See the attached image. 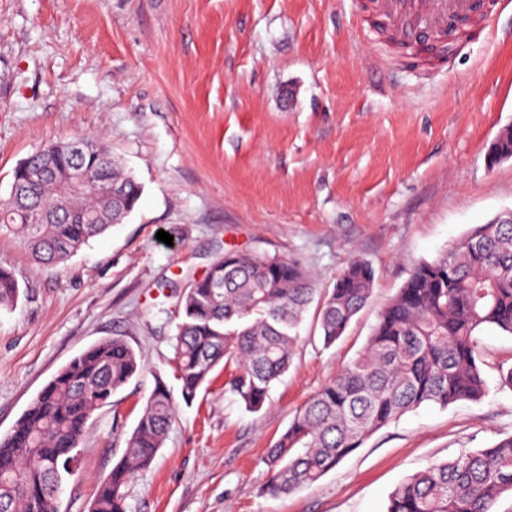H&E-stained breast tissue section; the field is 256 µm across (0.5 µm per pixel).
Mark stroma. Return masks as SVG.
I'll use <instances>...</instances> for the list:
<instances>
[{"mask_svg":"<svg viewBox=\"0 0 512 512\" xmlns=\"http://www.w3.org/2000/svg\"><path fill=\"white\" fill-rule=\"evenodd\" d=\"M366 2L0 0V199L20 161L75 135L109 143L143 186L122 223L57 267L0 232L20 285L0 313V438L91 345L120 337L146 360L90 420L57 512H87L155 375L178 388L174 298L228 249L298 259L320 288L360 258L373 291L327 348L305 313L259 411L215 370L132 478L127 512H385L411 475L512 434V336L488 330L481 399L421 406L311 487L264 489L271 445L414 267L512 209V159L488 163L512 126V6L427 69L399 60Z\"/></svg>","mask_w":512,"mask_h":512,"instance_id":"obj_1","label":"stroma"}]
</instances>
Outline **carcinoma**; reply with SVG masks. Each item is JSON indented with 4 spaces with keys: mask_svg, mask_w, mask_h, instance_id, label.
Segmentation results:
<instances>
[{
    "mask_svg": "<svg viewBox=\"0 0 512 512\" xmlns=\"http://www.w3.org/2000/svg\"><path fill=\"white\" fill-rule=\"evenodd\" d=\"M76 138L28 156L13 172L24 188L0 202V231L17 235L43 267H56L89 239L135 208L143 188L123 172L106 144L90 142L84 159ZM512 159V127L494 142L491 163ZM92 181L76 195L58 184L77 165ZM122 188L119 198L102 186ZM372 265L352 260L331 289L315 287L290 258L226 250L179 303L174 375L193 402L219 365L232 368L228 391L246 410H260L292 362L298 327L313 301L323 346L334 344L369 299ZM19 296L14 273L0 266V310ZM512 335V222L477 226L447 251L413 269L381 309L363 348L292 418L268 454L265 490L307 488L381 428L422 405L446 408L485 393L477 336ZM142 355L120 337L98 342L63 366L37 394L9 435L0 438V512H56L70 458L87 423L135 375ZM177 418L167 382L155 376L121 460L100 480L89 512H126V488L148 468ZM512 494V435L412 475L389 496L386 512H494Z\"/></svg>",
    "mask_w": 512,
    "mask_h": 512,
    "instance_id": "obj_1",
    "label": "carcinoma"
}]
</instances>
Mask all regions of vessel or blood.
<instances>
[{
  "label": "vessel or blood",
  "mask_w": 512,
  "mask_h": 512,
  "mask_svg": "<svg viewBox=\"0 0 512 512\" xmlns=\"http://www.w3.org/2000/svg\"><path fill=\"white\" fill-rule=\"evenodd\" d=\"M499 0H370L369 13L407 58L432 51L445 58L456 42L499 10Z\"/></svg>",
  "instance_id": "1"
}]
</instances>
